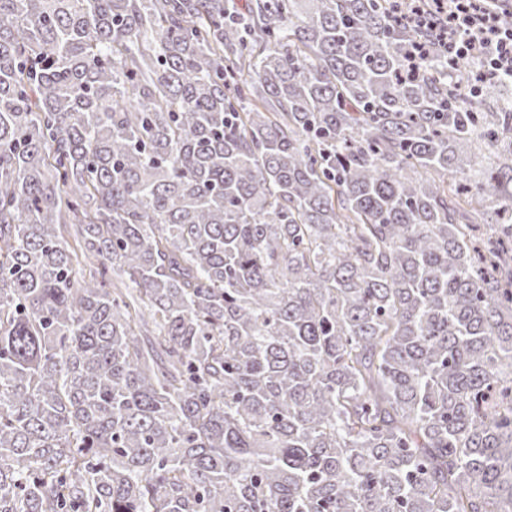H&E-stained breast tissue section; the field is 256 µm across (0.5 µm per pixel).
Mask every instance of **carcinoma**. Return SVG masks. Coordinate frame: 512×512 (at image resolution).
I'll list each match as a JSON object with an SVG mask.
<instances>
[{"label": "carcinoma", "instance_id": "cac0c4a2", "mask_svg": "<svg viewBox=\"0 0 512 512\" xmlns=\"http://www.w3.org/2000/svg\"><path fill=\"white\" fill-rule=\"evenodd\" d=\"M464 74L391 0H0V512H512Z\"/></svg>", "mask_w": 512, "mask_h": 512}]
</instances>
